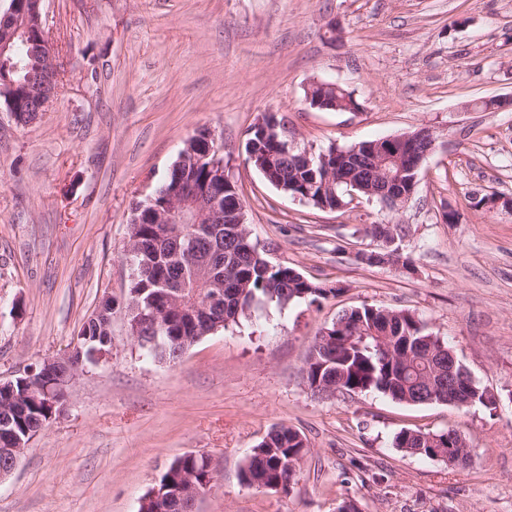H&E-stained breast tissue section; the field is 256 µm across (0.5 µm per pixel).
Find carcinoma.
Masks as SVG:
<instances>
[{"label": "carcinoma", "mask_w": 512, "mask_h": 512, "mask_svg": "<svg viewBox=\"0 0 512 512\" xmlns=\"http://www.w3.org/2000/svg\"><path fill=\"white\" fill-rule=\"evenodd\" d=\"M48 41L44 29L32 26L16 37L10 49L0 57V86L19 84L27 71L14 69L38 61L48 53ZM276 122V116L266 113L262 123L251 128L245 151L248 160L273 186L292 195L311 191L312 205L326 203L336 207L349 203L342 187L324 189L323 170L330 166L344 173L351 180L369 185L374 177V166L368 158L346 165L344 149L329 147L310 157L311 165L297 159V153L285 155L275 134L265 129ZM203 129L193 136L180 151L185 158L182 166L173 167L160 182L170 190L191 180L198 188L211 186L206 164L195 160L201 151ZM224 235L216 237L203 247L200 264L224 263V278L197 275L187 266L168 261L177 248V231L183 224L156 223V208L160 199L145 201L135 208L130 224V235L139 239L143 253L133 256L136 280L130 282L129 299L146 303L166 292L154 278L153 269L165 266V281L183 289L186 303L181 310L167 317L166 327L159 331L158 340L146 337L139 346L160 360L176 362L179 359V340L194 336L196 331L207 335L238 324L241 317L256 302H271L286 306L292 302L309 299L313 302L336 293L334 288H324L295 269L270 263L258 242L251 238L246 213L237 208L232 193L223 195ZM222 286V299L210 308L207 319L196 314V307L211 297L210 285ZM83 349L81 366L93 364L89 358L92 349L109 350L107 334L101 324L91 320L79 331ZM448 343L429 332L426 326L406 310L376 306L357 307L343 313L330 326L324 328L310 348L304 368V379L309 387L321 383L335 384L348 393L376 390L391 399L406 403H418V397L431 388L441 385L448 372ZM465 393L471 404L494 408L495 399L489 391L472 377H467ZM47 418L44 405L32 404L28 412L17 421L19 430H33L40 419ZM302 434L286 425L271 428L253 448L240 469V480L247 486L259 482L265 486L295 481L297 468L309 452L303 446ZM460 441L459 432L450 427L441 431L402 429L394 436V447L413 456L433 459L436 451L448 452ZM208 457L190 453L174 459L162 475L158 486L163 494L150 502L147 512H170L169 496L175 494L191 476L197 484H203L209 476Z\"/></svg>", "instance_id": "carcinoma-1"}]
</instances>
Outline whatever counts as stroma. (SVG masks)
I'll list each match as a JSON object with an SVG mask.
<instances>
[{"label":"stroma","instance_id":"1","mask_svg":"<svg viewBox=\"0 0 512 512\" xmlns=\"http://www.w3.org/2000/svg\"><path fill=\"white\" fill-rule=\"evenodd\" d=\"M43 26L55 102L24 127L0 107V379L67 352L108 296L112 357L0 482V512H139L188 452L217 477L197 512H512V212L470 206L476 192L512 196V110L475 106L512 95V0H43ZM313 80L353 92L359 111L310 108ZM267 112L313 154L422 128L436 145L404 208L360 196L321 211L248 161ZM204 128L267 258L335 293L253 308L168 364L128 332L129 219ZM387 222L401 263L358 262ZM363 305L419 317L496 409L313 394L315 335ZM281 424L308 444L298 483L243 485L245 458ZM451 427L467 467L393 446L403 429Z\"/></svg>","mask_w":512,"mask_h":512}]
</instances>
